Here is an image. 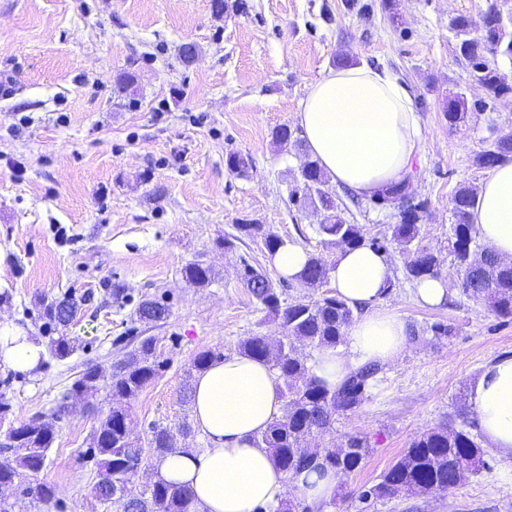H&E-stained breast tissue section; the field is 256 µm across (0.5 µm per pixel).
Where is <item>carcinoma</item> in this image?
Wrapping results in <instances>:
<instances>
[{"label":"carcinoma","mask_w":512,"mask_h":512,"mask_svg":"<svg viewBox=\"0 0 512 512\" xmlns=\"http://www.w3.org/2000/svg\"><path fill=\"white\" fill-rule=\"evenodd\" d=\"M494 24L478 33L477 21L460 14L450 19L448 29L457 39L460 55L467 62L470 80L480 87L485 98L499 100L512 97V80L501 71L497 57L512 58V12L501 10L498 0H488L484 10ZM448 127L455 129L467 120V104L462 96L448 99L445 109ZM512 159V133L493 140L481 151L475 163L480 168H492ZM477 188L459 186L451 197L452 224L448 235V257L454 264L458 288L468 297L484 302L496 315L512 317V261H505L491 248L479 242L471 224V209ZM289 201L295 205L310 203L323 212L317 233L325 248H355L369 246L383 253L394 244L407 255L406 278L419 281L424 277L441 276L439 257L422 244V225L429 204L415 195L410 184L394 186L385 194L370 199L378 209H392L396 222L388 225V233L368 237L362 226L350 223L336 203L330 178L320 162L306 155L304 169L296 178ZM236 230L249 238L259 239L268 255L283 244L279 236L266 230L263 224H238ZM241 283L277 324L280 336L272 339L254 334L242 339L239 353L262 360L272 367L281 381L283 415L273 421L255 441L268 448L277 467L287 475L303 470L336 474L351 473L364 466L370 453L366 439L347 437L341 454L330 451L319 461L308 460L303 444L328 431L336 418L359 408L368 398L380 367L366 364L354 369L337 387L330 389L317 380L307 365V358L298 354L294 342L303 341L323 351L334 349L346 335L356 309L336 294L327 292L317 297H303L291 303L282 299L268 272L247 260H241ZM328 263L321 254L308 253L307 263L295 283L300 288L318 290L328 281ZM185 279L204 287L211 280V269L201 263H190L184 269ZM80 303L63 298L45 307L49 322L63 327L76 317ZM140 321L156 323L168 318L169 306L157 299L142 300L136 311ZM76 348L73 337L61 334L51 341V352L58 358L68 357ZM219 354L207 349L192 360V369L204 372ZM159 360L154 339L145 337L138 346L116 361L108 379L115 405L101 418L92 435L91 454L95 457L98 480L93 487L94 497L102 504L112 505V512H197L193 494L187 487L175 485L158 477L148 484L138 483L135 467L148 464L178 448L179 438L191 434L189 422L175 429L163 426L151 428L145 441L131 438V402L156 378ZM103 379L99 368L89 366L72 384L70 395L84 397L97 390ZM9 438L13 443L0 446V488L18 486L26 494L33 493L44 501L57 498L56 486L40 483L22 486L23 476L36 475L45 466L48 451L55 440L53 422L41 418L12 426ZM484 450L474 436L464 429L439 427L414 437L394 463L381 475L380 482L369 493L377 498L399 492L410 494L425 491L445 492L454 487L453 476L465 462L474 470L484 464Z\"/></svg>","instance_id":"carcinoma-1"}]
</instances>
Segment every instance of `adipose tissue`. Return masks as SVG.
<instances>
[{"label":"adipose tissue","mask_w":512,"mask_h":512,"mask_svg":"<svg viewBox=\"0 0 512 512\" xmlns=\"http://www.w3.org/2000/svg\"><path fill=\"white\" fill-rule=\"evenodd\" d=\"M309 150L336 185L361 198L385 192L409 176L423 135L409 90L389 72L361 64L326 71L308 88L297 113ZM482 241L512 258V162L493 167L471 212ZM392 268L369 247L338 253L328 272L337 294L361 308L346 331L348 349L319 352L311 373L331 387L353 369L385 365L404 350L408 326L378 308L388 293ZM43 347L22 333L0 336V363L17 370L39 366ZM281 383L267 363L244 355L220 358L194 386L193 417L207 445L174 450L157 463L168 481L188 485L199 512H257L283 498L288 484L315 507L336 493L334 472L302 473L288 479L257 435L283 412ZM483 439L498 456L512 460V357L484 368L468 392Z\"/></svg>","instance_id":"obj_1"}]
</instances>
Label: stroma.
I'll return each instance as SVG.
<instances>
[{
    "mask_svg": "<svg viewBox=\"0 0 512 512\" xmlns=\"http://www.w3.org/2000/svg\"><path fill=\"white\" fill-rule=\"evenodd\" d=\"M227 2L218 14L212 0H0V72L14 79L11 96L0 97V331L46 347L34 370L0 366V400L16 425L55 415L46 465L23 482L59 489L51 502L17 495L15 512H105L87 449L112 399L102 387L93 406L67 400L86 366L110 372L142 337L155 338L164 366L131 403L141 439L153 425L192 418L180 397L196 381V352L228 356L247 336H278L238 277L245 258L278 278L262 243L237 240L227 252L218 239L252 222L334 261L315 232L320 213L289 201L307 145L276 146L272 132L297 127L308 87L342 58L387 69L413 96L424 132L411 174L429 203L424 243L442 278H456L450 198L458 186L481 185L476 155L512 131V103L478 107L484 94L448 30L454 16L479 17L487 0H398L395 22L381 0H359L362 13L346 0ZM459 94L469 120L452 129L444 104ZM232 152L251 159L247 174L228 171ZM388 259L392 287L381 305L416 337L324 437L339 446L357 434L371 448L361 469L339 475L330 512H512V461L489 450L484 468L446 492L368 494L416 435L475 431L469 388L485 365L512 355L511 318L457 289L440 306L420 305L404 255L394 248ZM192 262L211 268L206 287L186 281ZM116 285L126 290L119 303ZM66 295L83 305L67 328L79 347L60 359L48 350L59 329L40 302ZM145 298L167 301L169 317L140 322ZM435 322L449 334L428 333ZM64 402L68 411L57 414Z\"/></svg>",
    "mask_w": 512,
    "mask_h": 512,
    "instance_id": "35a3bbf8",
    "label": "stroma"
}]
</instances>
